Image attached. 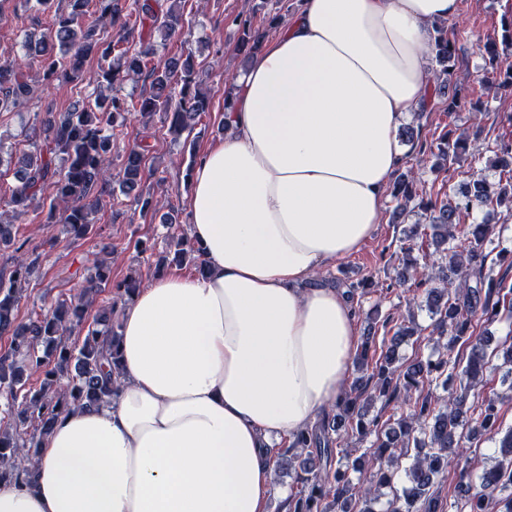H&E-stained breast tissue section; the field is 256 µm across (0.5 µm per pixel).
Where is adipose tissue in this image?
<instances>
[{"label": "adipose tissue", "mask_w": 512, "mask_h": 512, "mask_svg": "<svg viewBox=\"0 0 512 512\" xmlns=\"http://www.w3.org/2000/svg\"><path fill=\"white\" fill-rule=\"evenodd\" d=\"M458 0H302L254 56L188 180L203 273L121 314L117 393L63 415L0 512H266L278 443L347 385L355 316L309 287L381 219L397 129L432 85L427 25Z\"/></svg>", "instance_id": "1"}]
</instances>
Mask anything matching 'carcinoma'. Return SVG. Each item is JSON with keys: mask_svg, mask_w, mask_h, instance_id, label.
<instances>
[{"mask_svg": "<svg viewBox=\"0 0 512 512\" xmlns=\"http://www.w3.org/2000/svg\"><path fill=\"white\" fill-rule=\"evenodd\" d=\"M96 2L98 16L91 20L90 0H67V9L54 15L48 31L36 42H27L24 59L0 64V111L28 105L33 86L27 70L34 65L47 82L95 85L93 101L43 113L42 139L17 158V185L8 201L12 215L7 220L0 213V243L5 247L15 245L13 221L45 206L49 216L60 215L71 239H85L93 232L92 215L111 204L117 191L133 198L140 217L158 218L169 229L177 224L171 213L157 215L154 198L144 193L152 150L148 136L120 151L114 131L137 111L147 123L155 115L169 122V132L177 138L210 110L211 99L201 90L203 70L194 53L158 58V48L184 27L182 0H171L164 12L159 0H131L128 6L121 0ZM433 31L438 73L448 76L455 70L460 36L445 24ZM135 39L138 47L133 48L130 42ZM91 56L98 57L97 69L87 75L84 62ZM129 78L143 86L135 104L116 92V86ZM436 149V157L446 166L466 151L461 142L446 137ZM493 153L496 166L512 172V138L496 143ZM115 159L122 173L116 189L110 184ZM390 195L404 213L416 192L401 176ZM506 200L512 202V178L494 184L481 176L471 179L456 200H420L418 207L429 213L433 243L448 258L445 266L424 265L423 280L425 307L443 350L409 364L400 361L399 348L416 334L413 327H397L377 356L370 354L369 342H363L354 360L360 376L315 426L295 434L277 451L276 472L293 479L287 512H376L372 486L350 476V471L359 470L360 458L350 459L349 435L366 444L362 456L379 461L376 485L393 486L395 473L403 470L402 487L393 493L386 512H512V429L504 431L501 424V405L512 400V382L508 392L489 395L473 409L453 388L457 379L468 387L484 382L487 344L477 333L475 318L491 323L503 311L512 314V286L484 272L490 256L486 245L492 242L495 225H465L460 214ZM172 242L173 257H159L158 266L172 262L190 264L199 273L204 270L198 250L185 235L172 236ZM400 251L406 266L417 265L423 251L419 237L402 240ZM36 263L22 253L14 259L8 282L0 280V335L11 336L10 346L0 354V394L9 418L0 424V482L31 481L32 456L57 420L75 407L99 406L112 396L119 333L107 319L140 286L134 277L113 282L110 266L98 262L86 269L85 287L78 295L61 298L49 309L34 312L29 322L17 323L13 309ZM471 277L476 279L474 288L468 285ZM107 290L111 302L88 322L96 296ZM75 333L83 334L82 340L68 342ZM460 343L469 349L464 359L454 354ZM33 375L43 377L34 391L25 388ZM378 398H414L419 409L394 423L377 416L365 420ZM478 434L498 438L500 459L478 474L460 469L458 496L445 504L431 491L435 479L458 464L464 437ZM410 448L416 454L404 467L402 459Z\"/></svg>", "mask_w": 512, "mask_h": 512, "instance_id": "cac0c4a2", "label": "carcinoma"}]
</instances>
